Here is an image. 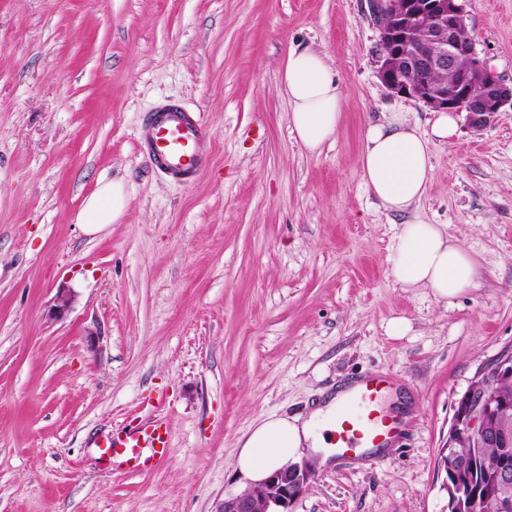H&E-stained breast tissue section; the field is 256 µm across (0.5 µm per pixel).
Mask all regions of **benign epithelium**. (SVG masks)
I'll use <instances>...</instances> for the list:
<instances>
[{
    "mask_svg": "<svg viewBox=\"0 0 512 512\" xmlns=\"http://www.w3.org/2000/svg\"><path fill=\"white\" fill-rule=\"evenodd\" d=\"M379 30V77L390 90L414 98L435 110L467 113L471 127L483 128L495 114L512 103V86L504 84L479 57L474 40L463 41L458 28L464 14L461 0H372ZM450 72L449 83L433 80L437 72ZM415 74L411 81L404 73ZM512 380V351L501 354L471 384L458 403L448 447L469 440L477 445H506V421L512 409L497 401L482 386L484 381ZM448 472V497L455 512H472L481 489L455 468L450 454L443 459ZM314 478L307 464L287 465L261 485L262 506L256 491L224 498L221 512H288V506Z\"/></svg>",
    "mask_w": 512,
    "mask_h": 512,
    "instance_id": "7a95c632",
    "label": "benign epithelium"
}]
</instances>
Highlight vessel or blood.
<instances>
[{"mask_svg":"<svg viewBox=\"0 0 512 512\" xmlns=\"http://www.w3.org/2000/svg\"><path fill=\"white\" fill-rule=\"evenodd\" d=\"M138 141L152 166L175 179L201 175L212 150V136L201 118L174 103L159 104L147 115ZM387 384L384 374L355 381L333 423V444L341 454L388 447L397 434L396 421L380 408ZM170 441L165 421H133L113 431L106 441L105 458L129 472H140L167 459Z\"/></svg>","mask_w":512,"mask_h":512,"instance_id":"vessel-or-blood-1","label":"vessel or blood"}]
</instances>
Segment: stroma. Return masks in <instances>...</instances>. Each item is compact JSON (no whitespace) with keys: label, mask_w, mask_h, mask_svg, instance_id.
<instances>
[{"label":"stroma","mask_w":512,"mask_h":512,"mask_svg":"<svg viewBox=\"0 0 512 512\" xmlns=\"http://www.w3.org/2000/svg\"><path fill=\"white\" fill-rule=\"evenodd\" d=\"M463 7L512 85V0ZM378 36L368 0H0V512H220L246 489L252 427L378 373L406 408L392 446L317 469L288 512H448L438 460L458 402L512 350V106L431 140L416 206L472 254L478 288L447 307L401 287L402 218L359 159L382 112L425 131L432 110L381 82ZM299 47L326 56L343 100L315 152L279 90ZM165 99L212 134L195 181L138 147ZM109 181L124 212L87 234L76 216ZM153 416L171 429L163 463L102 461L101 439Z\"/></svg>","instance_id":"1"}]
</instances>
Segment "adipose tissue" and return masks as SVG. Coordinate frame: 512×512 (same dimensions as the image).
<instances>
[{
    "label": "adipose tissue",
    "mask_w": 512,
    "mask_h": 512,
    "mask_svg": "<svg viewBox=\"0 0 512 512\" xmlns=\"http://www.w3.org/2000/svg\"><path fill=\"white\" fill-rule=\"evenodd\" d=\"M281 88L292 107L291 124L299 142L318 150L336 134L342 96L335 73L325 57L310 48L292 49L284 64ZM461 115L435 111L429 133H421L408 113L392 109L370 124L360 156V178L384 210L402 216L391 268L405 288H426L446 303L476 285L477 270L470 253L446 228L431 224L415 211L432 179L428 142H454ZM125 208L123 187L103 183L89 196L77 215L85 233H97L115 222ZM337 399H329L308 417H267L246 437L236 467L246 484L258 486L304 449L332 445V423Z\"/></svg>",
    "instance_id": "1"
}]
</instances>
